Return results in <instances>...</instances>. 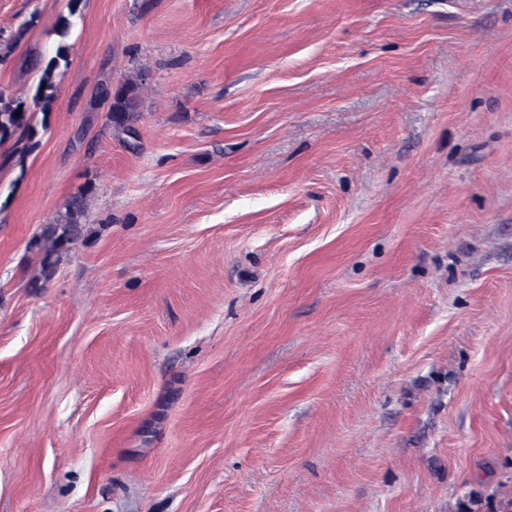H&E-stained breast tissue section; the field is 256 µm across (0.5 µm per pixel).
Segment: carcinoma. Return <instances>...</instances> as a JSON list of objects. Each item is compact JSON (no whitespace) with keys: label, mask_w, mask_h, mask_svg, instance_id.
Wrapping results in <instances>:
<instances>
[{"label":"carcinoma","mask_w":512,"mask_h":512,"mask_svg":"<svg viewBox=\"0 0 512 512\" xmlns=\"http://www.w3.org/2000/svg\"><path fill=\"white\" fill-rule=\"evenodd\" d=\"M69 63V47L58 43L54 55L41 64V59L32 61L40 69V79L35 95L42 112L52 110L56 93V70ZM140 76L125 81L115 89L105 88L103 100L108 102L110 123L127 133L133 132L132 122L137 118L139 106ZM34 114L26 102L15 95L0 90V144L17 138L32 139L35 134ZM90 191H80L65 202L53 221L43 225L32 246L40 253V263L34 283L47 282L57 273L62 259L68 256L85 235V216L88 211Z\"/></svg>","instance_id":"carcinoma-1"}]
</instances>
